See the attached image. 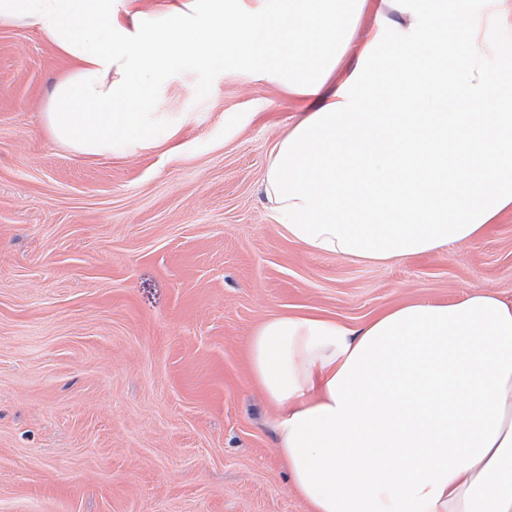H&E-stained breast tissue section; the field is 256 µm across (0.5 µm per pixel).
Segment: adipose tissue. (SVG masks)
Here are the masks:
<instances>
[{"instance_id":"1","label":"adipose tissue","mask_w":512,"mask_h":512,"mask_svg":"<svg viewBox=\"0 0 512 512\" xmlns=\"http://www.w3.org/2000/svg\"><path fill=\"white\" fill-rule=\"evenodd\" d=\"M140 3L0 0V29H34L72 64L43 114L53 140L89 156L157 142V78L187 55L301 100L264 191L309 251L411 260L512 212V0H423L432 24L386 63L403 0ZM247 353L309 512H512V301H407L360 327L281 315Z\"/></svg>"}]
</instances>
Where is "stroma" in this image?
I'll return each mask as SVG.
<instances>
[{
    "label": "stroma",
    "mask_w": 512,
    "mask_h": 512,
    "mask_svg": "<svg viewBox=\"0 0 512 512\" xmlns=\"http://www.w3.org/2000/svg\"><path fill=\"white\" fill-rule=\"evenodd\" d=\"M67 67L36 31L0 30V512H306L251 383L252 331L511 301L512 213L408 261L312 253L264 198L287 93L177 58L176 134L87 156L43 129Z\"/></svg>",
    "instance_id": "35a3bbf8"
}]
</instances>
